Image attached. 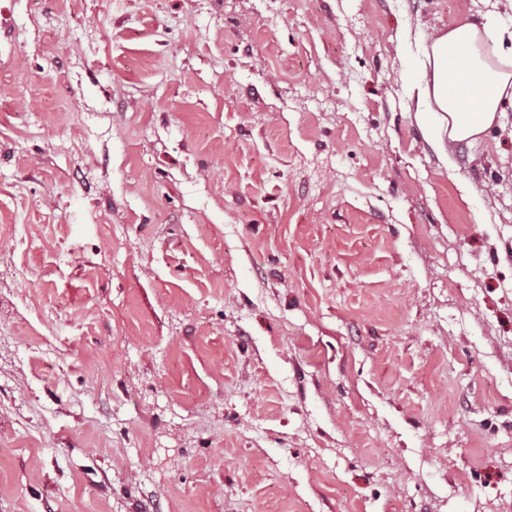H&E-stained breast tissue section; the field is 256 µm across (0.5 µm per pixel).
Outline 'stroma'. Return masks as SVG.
Segmentation results:
<instances>
[{
  "label": "stroma",
  "mask_w": 512,
  "mask_h": 512,
  "mask_svg": "<svg viewBox=\"0 0 512 512\" xmlns=\"http://www.w3.org/2000/svg\"><path fill=\"white\" fill-rule=\"evenodd\" d=\"M512 0H0V512H512ZM407 89L418 127L448 164V148L482 139L512 106V30L485 15L426 34Z\"/></svg>",
  "instance_id": "stroma-1"
}]
</instances>
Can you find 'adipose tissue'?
<instances>
[{
  "label": "adipose tissue",
  "instance_id": "ef3b65f1",
  "mask_svg": "<svg viewBox=\"0 0 512 512\" xmlns=\"http://www.w3.org/2000/svg\"><path fill=\"white\" fill-rule=\"evenodd\" d=\"M407 89L418 127L441 149L482 139L512 104V30L486 15L426 34Z\"/></svg>",
  "mask_w": 512,
  "mask_h": 512
}]
</instances>
